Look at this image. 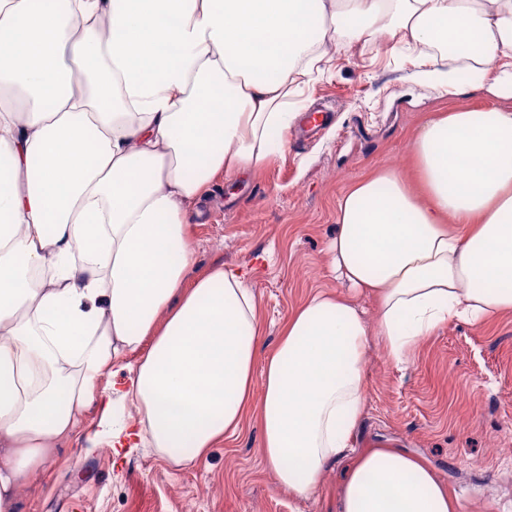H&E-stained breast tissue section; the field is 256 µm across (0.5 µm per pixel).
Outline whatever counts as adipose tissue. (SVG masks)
<instances>
[{"instance_id":"adipose-tissue-1","label":"adipose tissue","mask_w":512,"mask_h":512,"mask_svg":"<svg viewBox=\"0 0 512 512\" xmlns=\"http://www.w3.org/2000/svg\"><path fill=\"white\" fill-rule=\"evenodd\" d=\"M373 36L449 39L512 89L494 67L512 0H0V512L87 411V449L188 468L257 385L281 488L309 496L347 456L340 512H456L417 457L348 450L370 339L400 359L444 323L512 312V109L430 116L423 194L388 170L340 198L331 265L351 293L303 302L273 352L244 273L191 272L188 214L284 148L316 45Z\"/></svg>"}]
</instances>
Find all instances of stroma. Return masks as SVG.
<instances>
[{"label":"stroma","instance_id":"1","mask_svg":"<svg viewBox=\"0 0 512 512\" xmlns=\"http://www.w3.org/2000/svg\"><path fill=\"white\" fill-rule=\"evenodd\" d=\"M321 52L320 72L289 105L333 112L331 123L316 140L288 141L264 168L217 182L191 218L198 269L221 261L249 271L265 353L313 293L347 290L331 274L328 252L344 193L385 168L417 186L414 141L433 113L512 108L511 92L442 50L434 56L439 69L453 71V93L418 78L431 56L425 49L394 50L372 37ZM366 375L353 449L393 443L426 462L458 512H512V313L443 324L403 363L372 343ZM261 435L255 412L237 437L188 469L148 449L116 466L109 448L85 453L76 436L20 488L19 512H337L348 460L328 465L314 493L297 498L266 467Z\"/></svg>","mask_w":512,"mask_h":512}]
</instances>
